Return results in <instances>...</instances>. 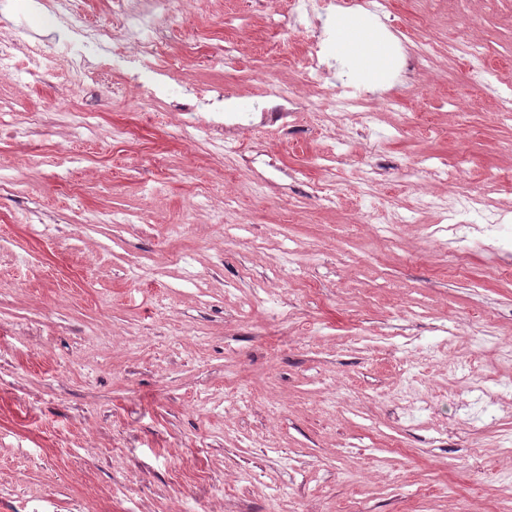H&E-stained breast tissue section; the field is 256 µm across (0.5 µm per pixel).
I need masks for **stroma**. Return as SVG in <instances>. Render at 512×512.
<instances>
[{
    "label": "stroma",
    "mask_w": 512,
    "mask_h": 512,
    "mask_svg": "<svg viewBox=\"0 0 512 512\" xmlns=\"http://www.w3.org/2000/svg\"><path fill=\"white\" fill-rule=\"evenodd\" d=\"M378 9L404 64L344 141L313 116L356 86L355 65L287 5L185 0L156 28L177 68L148 101L93 56L73 88L55 0H12V30L54 73L0 77L26 128L0 134V512H512V255L437 232L415 204L447 194L430 174L447 164L512 223V122L493 118L512 88V0L359 11ZM464 29L489 82L448 51ZM273 84L304 100L256 145L275 166L171 138L187 88L245 111ZM374 166L381 185L359 195ZM326 175L328 202L312 187ZM387 210L403 218L392 234L366 221Z\"/></svg>",
    "instance_id": "stroma-1"
}]
</instances>
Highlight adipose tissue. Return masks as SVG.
<instances>
[{
    "label": "adipose tissue",
    "mask_w": 512,
    "mask_h": 512,
    "mask_svg": "<svg viewBox=\"0 0 512 512\" xmlns=\"http://www.w3.org/2000/svg\"><path fill=\"white\" fill-rule=\"evenodd\" d=\"M332 37L337 52L354 62L359 82L379 87L391 63V50L376 25L363 15L340 14L333 20Z\"/></svg>",
    "instance_id": "obj_1"
}]
</instances>
